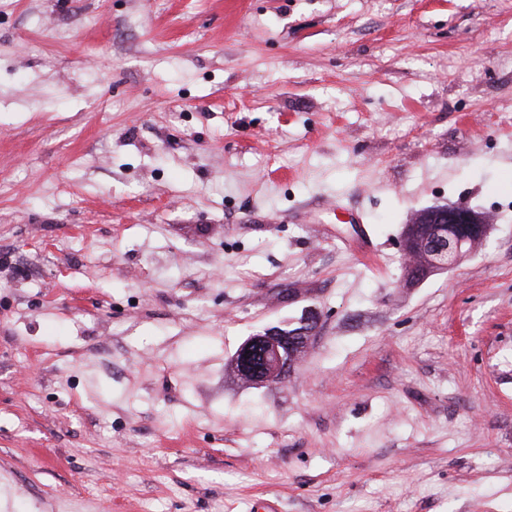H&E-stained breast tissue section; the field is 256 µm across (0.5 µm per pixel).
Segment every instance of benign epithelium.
Masks as SVG:
<instances>
[{"label":"benign epithelium","mask_w":512,"mask_h":512,"mask_svg":"<svg viewBox=\"0 0 512 512\" xmlns=\"http://www.w3.org/2000/svg\"><path fill=\"white\" fill-rule=\"evenodd\" d=\"M487 225L478 212L464 205L434 207L423 211L404 235L403 252L408 265L406 278L421 281L433 266H453L484 244ZM317 326L314 311H307L298 327L284 333L270 326L245 340L238 349L234 367L251 385L276 383L288 374V352L301 348Z\"/></svg>","instance_id":"obj_1"}]
</instances>
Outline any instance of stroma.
Masks as SVG:
<instances>
[{"instance_id": "1", "label": "stroma", "mask_w": 512, "mask_h": 512, "mask_svg": "<svg viewBox=\"0 0 512 512\" xmlns=\"http://www.w3.org/2000/svg\"><path fill=\"white\" fill-rule=\"evenodd\" d=\"M506 104L512 0H0V512H512ZM416 223L410 224V236L405 234L403 240L406 278L410 283L421 281L433 266L457 264L486 240L484 219L464 205L426 209ZM290 334L279 326H270L250 336L238 349L234 367L239 377L251 385L263 386L276 383L288 374V351L303 350L301 342L312 336L317 326L314 311H307Z\"/></svg>"}]
</instances>
